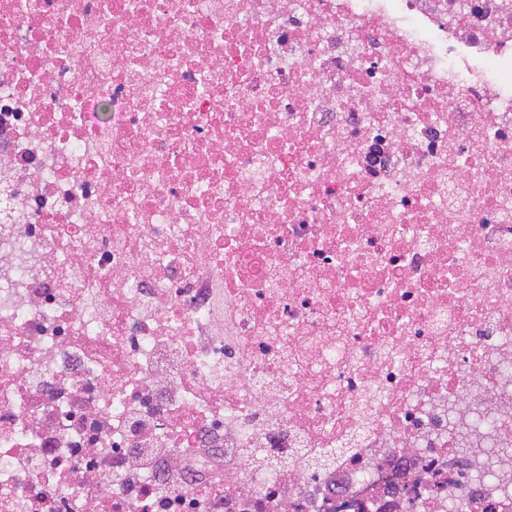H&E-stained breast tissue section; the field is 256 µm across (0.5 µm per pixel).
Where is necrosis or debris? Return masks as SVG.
<instances>
[{
    "label": "necrosis or debris",
    "mask_w": 512,
    "mask_h": 512,
    "mask_svg": "<svg viewBox=\"0 0 512 512\" xmlns=\"http://www.w3.org/2000/svg\"><path fill=\"white\" fill-rule=\"evenodd\" d=\"M450 507L512 512V0H0V512Z\"/></svg>",
    "instance_id": "obj_1"
}]
</instances>
